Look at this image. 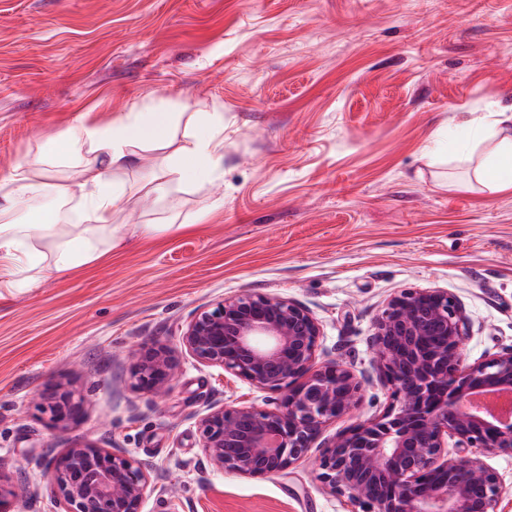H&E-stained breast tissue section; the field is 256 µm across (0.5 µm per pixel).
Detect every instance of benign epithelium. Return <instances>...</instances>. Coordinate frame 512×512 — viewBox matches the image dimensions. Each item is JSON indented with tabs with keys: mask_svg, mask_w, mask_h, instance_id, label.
<instances>
[{
	"mask_svg": "<svg viewBox=\"0 0 512 512\" xmlns=\"http://www.w3.org/2000/svg\"><path fill=\"white\" fill-rule=\"evenodd\" d=\"M470 334L459 301L442 288H406L375 320V360L392 389L379 418L360 421L323 452L318 478L361 512H499L498 475L468 448L512 454V414L474 406L479 389L512 392V348L466 363ZM321 325L301 304L280 296L226 297L197 313L179 346L198 362L279 394V407L220 406L198 422L205 455L217 468L264 478L290 467L323 427L358 403L361 382L349 368L317 361ZM174 351H142L136 389L171 392ZM38 405L61 428L76 423L83 398L55 384ZM67 512H137L150 484L134 460L82 443L45 470Z\"/></svg>",
	"mask_w": 512,
	"mask_h": 512,
	"instance_id": "7a95c632",
	"label": "benign epithelium"
}]
</instances>
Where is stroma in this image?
Wrapping results in <instances>:
<instances>
[{"label":"stroma","mask_w":512,"mask_h":512,"mask_svg":"<svg viewBox=\"0 0 512 512\" xmlns=\"http://www.w3.org/2000/svg\"><path fill=\"white\" fill-rule=\"evenodd\" d=\"M144 102L223 113L224 167L202 185L144 183L184 142L179 124L170 147L139 149L112 253L34 288L0 271V474L19 488L5 512H64L45 467L88 440L148 472L138 512H359L318 461L390 403L374 361L387 300L447 289L471 324L466 362L512 347V190L431 153L468 139L469 113L512 104V0H0V178L76 118L106 124ZM80 205L50 196L8 221L64 222ZM246 293L308 308L319 361L362 385L357 407L263 479L217 469L198 421L276 409L277 394L177 348L198 311ZM155 343L177 350L162 397L131 383L135 352ZM55 382L84 399L65 430L36 405Z\"/></svg>","instance_id":"35a3bbf8"}]
</instances>
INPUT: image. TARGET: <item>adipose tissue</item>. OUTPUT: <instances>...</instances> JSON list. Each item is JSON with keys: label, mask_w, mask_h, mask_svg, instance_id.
I'll return each mask as SVG.
<instances>
[{"label": "adipose tissue", "mask_w": 512, "mask_h": 512, "mask_svg": "<svg viewBox=\"0 0 512 512\" xmlns=\"http://www.w3.org/2000/svg\"><path fill=\"white\" fill-rule=\"evenodd\" d=\"M180 119V113L142 104L105 125L76 120L48 143L49 156L72 168V183L66 187L50 182L46 158L14 167L0 179V215L26 209L49 194L74 191L83 208L70 224H0V264L22 273L23 286L32 288L41 273L69 271L111 253L112 217L130 191L125 175L136 161V148L162 144ZM470 126L488 145L484 156L474 159L462 144L449 147V162L471 167L474 179L491 190H512V107L490 119L475 118ZM223 163L224 115L202 112L197 131L150 172L149 182L159 192L173 184H198Z\"/></svg>", "instance_id": "1"}]
</instances>
